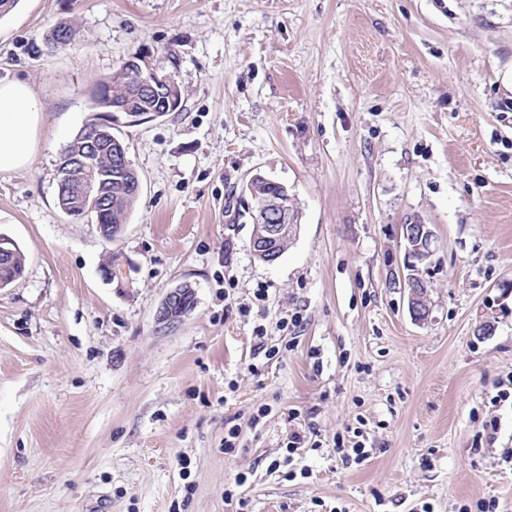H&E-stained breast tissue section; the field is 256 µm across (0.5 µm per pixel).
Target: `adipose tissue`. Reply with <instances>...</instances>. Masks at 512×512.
I'll return each mask as SVG.
<instances>
[{"mask_svg": "<svg viewBox=\"0 0 512 512\" xmlns=\"http://www.w3.org/2000/svg\"><path fill=\"white\" fill-rule=\"evenodd\" d=\"M43 135V111L33 87L20 78H0V173L30 167Z\"/></svg>", "mask_w": 512, "mask_h": 512, "instance_id": "1", "label": "adipose tissue"}]
</instances>
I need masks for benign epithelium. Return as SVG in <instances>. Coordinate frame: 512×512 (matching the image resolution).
I'll return each instance as SVG.
<instances>
[{
  "label": "benign epithelium",
  "mask_w": 512,
  "mask_h": 512,
  "mask_svg": "<svg viewBox=\"0 0 512 512\" xmlns=\"http://www.w3.org/2000/svg\"><path fill=\"white\" fill-rule=\"evenodd\" d=\"M124 68L130 85L139 93L144 105L136 108L126 102H113L112 83L109 81L95 87L92 99L97 105L109 106L110 112L123 114L130 123L160 118L181 109L182 90L172 75L148 67L139 55L128 58ZM81 139L87 141V151L67 158L58 170L59 183L66 188L67 197L62 199V203L67 216L81 220L90 211H101L106 207L103 181L97 176L100 148L104 144L110 148L112 168L126 175L132 195H140L141 179L131 165L126 145L114 134L113 125L99 122L86 128ZM240 202L254 224L250 239L252 255L266 264L276 262L282 256V252L277 250V240L281 237L293 239L300 228L302 214L294 198L282 183L256 172L246 181ZM401 234L407 255L412 258L406 265V275L402 276L403 287L409 289V310L416 321L424 322L429 318L430 308L427 285L418 275L417 263L434 254L435 234L427 224H403ZM193 295L194 289L185 284L169 289L155 313L156 330H176L194 308Z\"/></svg>",
  "instance_id": "1"
}]
</instances>
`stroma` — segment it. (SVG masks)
<instances>
[{
	"instance_id": "1",
	"label": "stroma",
	"mask_w": 512,
	"mask_h": 512,
	"mask_svg": "<svg viewBox=\"0 0 512 512\" xmlns=\"http://www.w3.org/2000/svg\"><path fill=\"white\" fill-rule=\"evenodd\" d=\"M136 54L183 107L115 121L142 193L107 241L56 169ZM511 66L512 0H19L0 77L45 134L0 173L25 256L0 288V512H512ZM257 172L303 213L272 265L239 205ZM415 223L424 323L399 283ZM184 283L192 312L156 332ZM401 234L409 258L423 262L434 254L436 239L428 224L401 225ZM194 289L181 284L167 291L156 310L154 321L159 332H172L193 310Z\"/></svg>"
}]
</instances>
